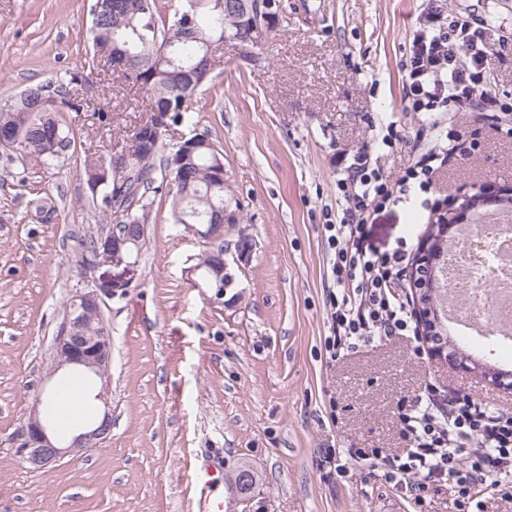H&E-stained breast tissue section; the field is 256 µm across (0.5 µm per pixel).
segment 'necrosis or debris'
<instances>
[{
	"mask_svg": "<svg viewBox=\"0 0 512 512\" xmlns=\"http://www.w3.org/2000/svg\"><path fill=\"white\" fill-rule=\"evenodd\" d=\"M448 324L474 341L512 348V215L490 217L448 246Z\"/></svg>",
	"mask_w": 512,
	"mask_h": 512,
	"instance_id": "4bbe7bcc",
	"label": "necrosis or debris"
}]
</instances>
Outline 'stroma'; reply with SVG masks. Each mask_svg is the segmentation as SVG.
<instances>
[{
  "label": "stroma",
  "mask_w": 512,
  "mask_h": 512,
  "mask_svg": "<svg viewBox=\"0 0 512 512\" xmlns=\"http://www.w3.org/2000/svg\"><path fill=\"white\" fill-rule=\"evenodd\" d=\"M489 30L488 68L512 103V0H442ZM91 0H0V95L83 71L93 51ZM284 20L248 65L225 41L191 124L164 136L175 146L209 132L224 155L236 200L224 227L232 276L223 295L196 287L190 269L202 238L160 203L133 267H102L97 281L129 286L105 297L112 330L105 390L112 426L97 447L34 471L16 461V437L38 398L59 380L50 354L66 301L85 274L77 265L98 212L82 174L109 131L75 125V152L55 172L0 150V512H191L189 466L218 457L225 477L256 475L249 493L224 487L225 512H458L446 477L424 504L392 488L351 448L402 453L401 413L425 385L479 395L512 413V389L432 359L417 339L375 341L329 358L331 283L325 223L347 203L337 183L360 153L396 184L412 156L434 143L430 114L405 109L403 64L425 0H282ZM83 102L113 111L112 128L141 116L122 77L90 78ZM461 137L433 191L373 213L376 254L418 247L439 209L484 183L512 185V135L481 112L457 116ZM391 145H383L384 135ZM46 199L47 213L27 204ZM248 252H241L242 240ZM335 459H327L328 449Z\"/></svg>",
  "instance_id": "1"
}]
</instances>
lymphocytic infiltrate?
Returning a JSON list of instances; mask_svg holds the SVG:
<instances>
[{"instance_id": "obj_1", "label": "lymphocytic infiltrate", "mask_w": 512, "mask_h": 512, "mask_svg": "<svg viewBox=\"0 0 512 512\" xmlns=\"http://www.w3.org/2000/svg\"><path fill=\"white\" fill-rule=\"evenodd\" d=\"M487 42L483 30L455 15L424 8L413 32L406 83L413 112H468L492 105L496 91L486 74ZM457 130L438 132L433 146L414 157L396 187L380 168L359 155L339 183L348 203L340 223L325 225L336 292L329 295L330 334L324 348L330 357L359 349L374 340L410 337L416 329L399 288L410 264L407 245L378 255L365 244L372 213L393 196L430 192L435 172L448 159ZM403 433L410 446L404 456L351 451L355 462L382 467L388 483L423 502L431 482L452 476L460 505L478 495L502 491V477L512 475V414L469 395L438 397L425 386L403 413Z\"/></svg>"}]
</instances>
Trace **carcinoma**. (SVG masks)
Wrapping results in <instances>:
<instances>
[{
    "label": "carcinoma",
    "mask_w": 512,
    "mask_h": 512,
    "mask_svg": "<svg viewBox=\"0 0 512 512\" xmlns=\"http://www.w3.org/2000/svg\"><path fill=\"white\" fill-rule=\"evenodd\" d=\"M109 2L107 9L92 15L93 43L106 49L110 57L118 48L130 52V65L120 69V74L142 93L145 116L126 135L113 137L105 154L93 153L84 160L87 183L103 189L100 224L83 243V251L91 255L111 225L152 223L158 199L170 202L176 224H212L220 218L225 203L234 200V195L213 175L224 163V156L211 136L195 132L165 156L161 135L193 111L198 88L209 81L212 67L206 59L207 43L223 38L249 43L261 34L269 36L282 18L278 0H272L269 17L260 27L252 23L253 0H186V4L170 8L168 14L158 0H150L147 11L139 8L140 0ZM181 21L189 24L192 32L185 39L176 38ZM79 80L81 76L73 73L0 98V133L22 130L17 148L22 158L51 168L74 145L71 125L62 113L84 111L73 93ZM128 149L132 150L129 160L122 161L127 177L117 183L112 175V153ZM223 250L222 245L210 247L198 255L202 282L221 288L229 283L228 275L218 278L214 273Z\"/></svg>",
    "instance_id": "cac0c4a2"
}]
</instances>
